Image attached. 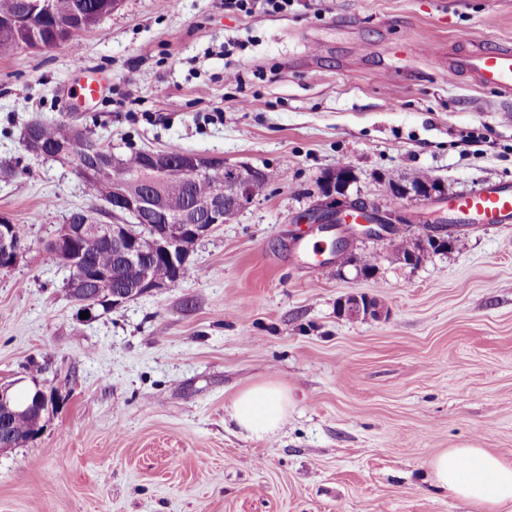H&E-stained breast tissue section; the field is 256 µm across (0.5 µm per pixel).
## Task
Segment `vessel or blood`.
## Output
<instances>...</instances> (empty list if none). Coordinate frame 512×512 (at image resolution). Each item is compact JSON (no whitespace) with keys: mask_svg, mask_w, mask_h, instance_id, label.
Segmentation results:
<instances>
[{"mask_svg":"<svg viewBox=\"0 0 512 512\" xmlns=\"http://www.w3.org/2000/svg\"><path fill=\"white\" fill-rule=\"evenodd\" d=\"M470 72L477 84L494 91L503 102L512 101V46L476 47L458 63L449 65V78ZM448 220L454 224H511L512 182L491 181L479 189L448 200Z\"/></svg>","mask_w":512,"mask_h":512,"instance_id":"b4317fda","label":"vessel or blood"}]
</instances>
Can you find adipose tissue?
I'll return each mask as SVG.
<instances>
[{
  "label": "adipose tissue",
  "mask_w": 512,
  "mask_h": 512,
  "mask_svg": "<svg viewBox=\"0 0 512 512\" xmlns=\"http://www.w3.org/2000/svg\"><path fill=\"white\" fill-rule=\"evenodd\" d=\"M289 392L264 381L239 392L229 416L247 436L275 435L288 417ZM429 469L436 486L472 505L476 512H506L512 507V463L484 448L462 446L434 456Z\"/></svg>",
  "instance_id": "adipose-tissue-1"
}]
</instances>
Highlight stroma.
<instances>
[{
  "label": "stroma",
  "mask_w": 512,
  "mask_h": 512,
  "mask_svg": "<svg viewBox=\"0 0 512 512\" xmlns=\"http://www.w3.org/2000/svg\"><path fill=\"white\" fill-rule=\"evenodd\" d=\"M474 43L512 44V0H120L76 44L0 55V216L28 243L0 272V382L53 400L0 452V512H473L428 463L464 445L512 461V224H450L447 202L389 187L512 181V107L431 55ZM81 66L107 76L99 101L72 97ZM35 122L124 156L218 155L267 185L194 244L190 278L84 319L42 249L74 209L111 217L74 163L25 149ZM341 162L348 199L397 209L412 239L444 224L452 247L413 266L349 227L309 231ZM338 235L378 256L373 276L323 270ZM305 236L321 257L298 254ZM352 294L384 315L341 316ZM265 380L293 405L254 439L229 408ZM431 181H434L432 177L425 173H419L411 180V183L417 186H413L411 183L408 185L392 184L390 186V195L397 202L409 197L437 199L444 194L437 182L434 185H419L429 183Z\"/></svg>",
  "instance_id": "obj_1"
}]
</instances>
